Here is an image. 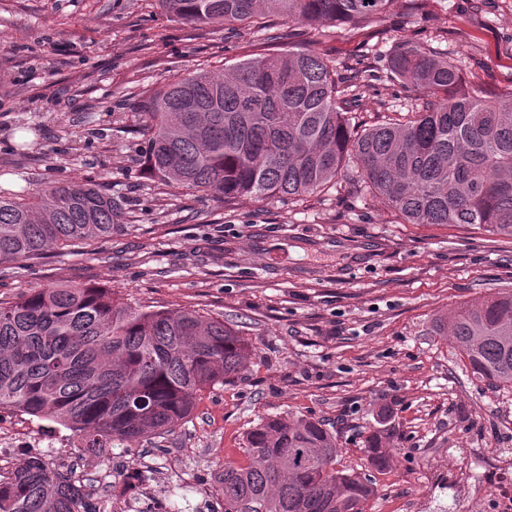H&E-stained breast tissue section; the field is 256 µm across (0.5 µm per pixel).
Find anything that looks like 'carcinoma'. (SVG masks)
Returning <instances> with one entry per match:
<instances>
[{
    "label": "carcinoma",
    "mask_w": 512,
    "mask_h": 512,
    "mask_svg": "<svg viewBox=\"0 0 512 512\" xmlns=\"http://www.w3.org/2000/svg\"><path fill=\"white\" fill-rule=\"evenodd\" d=\"M392 0H158L196 27L286 18L358 26ZM389 70L425 94L407 120L358 131L348 112L359 69L280 51L144 92L145 172L232 200L312 194L345 176L408 224H470L512 237V96L464 86L448 58L402 44ZM123 218L99 183L0 188V274L50 248L105 240ZM474 376L512 387V290L460 305L442 322ZM245 339L218 317L133 307L108 288L59 284L0 300V411L46 418L88 451L129 448L183 422L205 390L245 369ZM387 433L370 441L389 463ZM248 463H224V512H363L373 484L336 468V436L307 418H267L246 438ZM0 512H96L88 494L37 454L0 479Z\"/></svg>",
    "instance_id": "cac0c4a2"
}]
</instances>
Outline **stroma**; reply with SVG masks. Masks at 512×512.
Listing matches in <instances>:
<instances>
[{
  "label": "stroma",
  "instance_id": "stroma-1",
  "mask_svg": "<svg viewBox=\"0 0 512 512\" xmlns=\"http://www.w3.org/2000/svg\"><path fill=\"white\" fill-rule=\"evenodd\" d=\"M410 41L447 57L466 87L512 93V0H393L373 24L193 28L156 0H0V186L107 185L123 209L111 238L49 250L0 277L7 300L57 283L111 289L132 306L223 317L249 343L246 369L205 391L157 444L116 451L114 506L156 495L185 512L195 486L220 498L225 461L246 463L259 419L323 421L336 466L371 480L365 512H492L512 482V390L477 378L439 319L512 289V238L467 224H409L363 184L297 200H220L149 177L143 90L266 50L327 54L339 76L370 71L352 122L407 114L417 94L388 71ZM389 408L390 466L367 440Z\"/></svg>",
  "mask_w": 512,
  "mask_h": 512
}]
</instances>
